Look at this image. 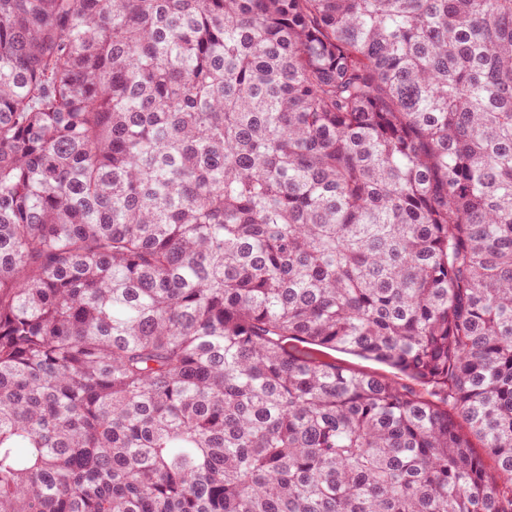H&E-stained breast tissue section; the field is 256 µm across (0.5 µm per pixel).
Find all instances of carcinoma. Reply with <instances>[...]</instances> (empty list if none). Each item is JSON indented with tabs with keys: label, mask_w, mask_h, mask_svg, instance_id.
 <instances>
[{
	"label": "carcinoma",
	"mask_w": 512,
	"mask_h": 512,
	"mask_svg": "<svg viewBox=\"0 0 512 512\" xmlns=\"http://www.w3.org/2000/svg\"><path fill=\"white\" fill-rule=\"evenodd\" d=\"M0 512H512V0H0ZM314 348L319 349L323 351V354L327 356V358L336 360L337 363L344 366L345 368L355 370V371H362L367 373H373L380 375L382 377L392 378L396 382L402 383L404 385H407L414 390L418 392L419 395L427 397L428 392L427 390L417 385V383L411 379H408L398 373L396 370L391 369L390 367L378 363L376 361L367 360L364 358H361L353 353L347 352V351H332L328 350L326 348L317 347L314 346Z\"/></svg>",
	"instance_id": "1"
}]
</instances>
